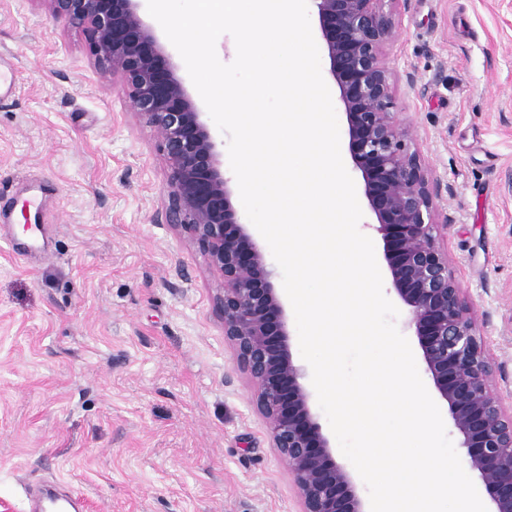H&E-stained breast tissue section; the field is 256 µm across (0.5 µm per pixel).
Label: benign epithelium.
I'll return each instance as SVG.
<instances>
[{
	"label": "benign epithelium",
	"mask_w": 512,
	"mask_h": 512,
	"mask_svg": "<svg viewBox=\"0 0 512 512\" xmlns=\"http://www.w3.org/2000/svg\"><path fill=\"white\" fill-rule=\"evenodd\" d=\"M45 2L86 32L90 55L120 79L136 114L160 133L167 168L160 221L181 229L223 281L216 301L224 336L257 387L256 410L288 465L301 512H367L313 410L274 269L232 204L224 143L203 119L167 40L145 20L147 0ZM311 2L392 290L408 309L426 373L448 406L489 512H512V412L493 389L474 312L434 234L439 184L410 147L411 127L395 115V74L385 58L394 19L383 12L384 0Z\"/></svg>",
	"instance_id": "obj_1"
}]
</instances>
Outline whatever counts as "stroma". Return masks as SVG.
<instances>
[{"instance_id": "1", "label": "stroma", "mask_w": 512, "mask_h": 512, "mask_svg": "<svg viewBox=\"0 0 512 512\" xmlns=\"http://www.w3.org/2000/svg\"><path fill=\"white\" fill-rule=\"evenodd\" d=\"M395 111L442 192L440 243L512 395V0H398ZM0 512L57 478L86 512H299L224 338L218 275L158 222L159 136L84 32L0 0ZM414 73L408 84L405 73ZM42 201L30 245L16 199Z\"/></svg>"}]
</instances>
